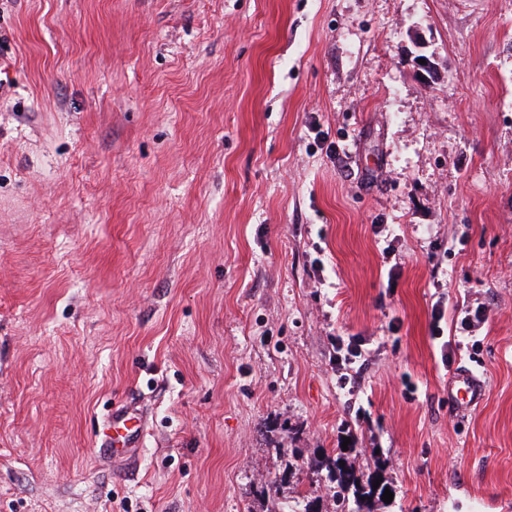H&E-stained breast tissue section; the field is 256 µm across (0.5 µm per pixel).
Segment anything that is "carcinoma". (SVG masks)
Returning <instances> with one entry per match:
<instances>
[{
	"label": "carcinoma",
	"mask_w": 512,
	"mask_h": 512,
	"mask_svg": "<svg viewBox=\"0 0 512 512\" xmlns=\"http://www.w3.org/2000/svg\"><path fill=\"white\" fill-rule=\"evenodd\" d=\"M281 433L282 436L275 450L301 462V469L307 474L312 476L324 474L329 477L331 488H338L346 494V497L342 498V502L347 507L345 512H370L372 505L381 499V495L387 488L383 471L377 470L364 479L358 476L350 465H341V462L346 460V452L343 449L334 448L329 452L317 451L305 457L302 449L288 447V442L295 440V437L290 435V431L284 428ZM377 479L380 480V485L375 489L372 483Z\"/></svg>",
	"instance_id": "1"
}]
</instances>
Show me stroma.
Returning a JSON list of instances; mask_svg holds the SVG:
<instances>
[{
  "label": "stroma",
  "instance_id": "35a3bbf8",
  "mask_svg": "<svg viewBox=\"0 0 512 512\" xmlns=\"http://www.w3.org/2000/svg\"><path fill=\"white\" fill-rule=\"evenodd\" d=\"M0 58V512H283L277 424L512 512V0H0ZM482 391L483 384L479 379L468 371H461L452 379L448 387V396L457 406L467 407L480 399ZM101 448L120 465L133 458L142 446L144 427L141 417L127 404H114L104 421Z\"/></svg>",
  "mask_w": 512,
  "mask_h": 512
}]
</instances>
